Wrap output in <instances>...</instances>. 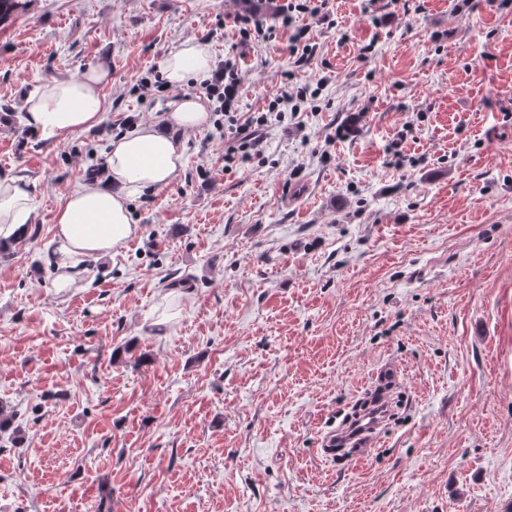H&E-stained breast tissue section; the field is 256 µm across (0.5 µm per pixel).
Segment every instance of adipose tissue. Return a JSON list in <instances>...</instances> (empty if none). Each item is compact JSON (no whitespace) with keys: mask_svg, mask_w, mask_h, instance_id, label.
Returning <instances> with one entry per match:
<instances>
[{"mask_svg":"<svg viewBox=\"0 0 512 512\" xmlns=\"http://www.w3.org/2000/svg\"><path fill=\"white\" fill-rule=\"evenodd\" d=\"M212 56L204 44L189 40L161 63L166 81L174 86L206 77ZM107 76L93 69L82 77L45 83L27 99L26 123L45 141L92 128L104 107L101 86ZM208 115L199 99L188 97L170 104L159 121L134 126L110 144L104 181L74 189L58 210L53 241L58 289L70 287L71 269L79 261L109 254L137 231L128 201L144 191L168 186L184 164L180 133L201 128ZM31 193L21 178L0 176V239L14 240L28 223Z\"/></svg>","mask_w":512,"mask_h":512,"instance_id":"adipose-tissue-1","label":"adipose tissue"}]
</instances>
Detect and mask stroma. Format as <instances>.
<instances>
[{"label":"stroma","instance_id":"1","mask_svg":"<svg viewBox=\"0 0 512 512\" xmlns=\"http://www.w3.org/2000/svg\"><path fill=\"white\" fill-rule=\"evenodd\" d=\"M327 0L316 55L238 45L244 0H29L0 24V175L35 235L0 257V512H512V0ZM233 54L241 109L288 71L315 111L224 167L214 124L129 202L137 235L52 286L57 210L131 121L193 95L130 88L182 42ZM374 49L361 55L366 44ZM110 68L87 131L25 98ZM392 364L406 405L364 456L317 448Z\"/></svg>","mask_w":512,"mask_h":512}]
</instances>
